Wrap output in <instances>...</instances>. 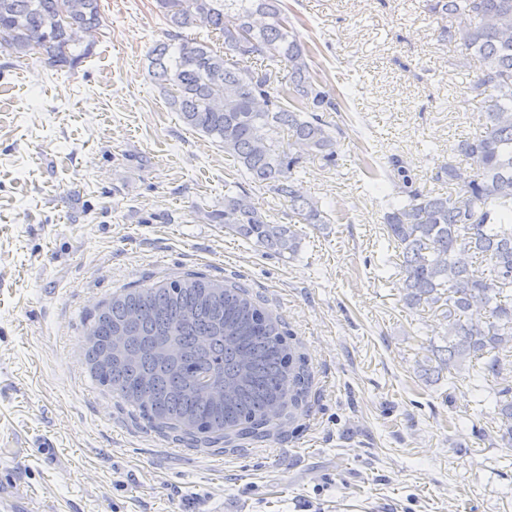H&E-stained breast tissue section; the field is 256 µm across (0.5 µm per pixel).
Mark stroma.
<instances>
[{"mask_svg": "<svg viewBox=\"0 0 512 512\" xmlns=\"http://www.w3.org/2000/svg\"><path fill=\"white\" fill-rule=\"evenodd\" d=\"M344 100L335 164L305 159L302 194L340 223L300 224L277 254L224 228V185L270 222L288 203L186 126L148 75L166 24L156 0H99L103 27L75 68L0 48V499L22 512H512V448L494 445L497 391L420 367L447 326L403 304L383 223L390 184L362 162L399 154L417 183L486 105L449 60L427 0H284ZM188 272L246 284L304 352L306 410L223 451L161 434L81 363L112 294Z\"/></svg>", "mask_w": 512, "mask_h": 512, "instance_id": "obj_1", "label": "stroma"}]
</instances>
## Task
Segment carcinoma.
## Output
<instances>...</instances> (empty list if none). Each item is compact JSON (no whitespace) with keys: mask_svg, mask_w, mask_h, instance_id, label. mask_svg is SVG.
<instances>
[{"mask_svg":"<svg viewBox=\"0 0 512 512\" xmlns=\"http://www.w3.org/2000/svg\"><path fill=\"white\" fill-rule=\"evenodd\" d=\"M0 0V47L20 59L38 54L50 67L73 66L90 54L79 35L99 33V0ZM167 25L165 39L147 52L152 80L169 108L187 126L224 146L252 183L288 200L286 224H272L239 182L224 184V227L264 248L292 252L295 224H329L319 203L301 194L295 178L303 162L284 148L294 143L307 154L336 162L343 134L326 113L341 110L340 94L313 65L284 0H157ZM428 12L445 22L441 37L461 50L451 65L476 68L468 84L472 99L488 102L484 131L458 144L436 179L448 192L413 187L398 155L376 168L372 179L393 187L383 220L402 256L404 305L427 307L448 324L446 354L424 374L481 363V373L503 374L501 354L512 353V0H427ZM194 27L219 34L224 50L184 35ZM288 375V406L305 407L310 373L305 357L279 331ZM140 415L157 429L195 448L228 444L232 438L270 436L268 404L241 411L227 434L158 422L140 406ZM495 413L498 444L512 448V388L499 391Z\"/></svg>","mask_w":512,"mask_h":512,"instance_id":"obj_1","label":"carcinoma"}]
</instances>
